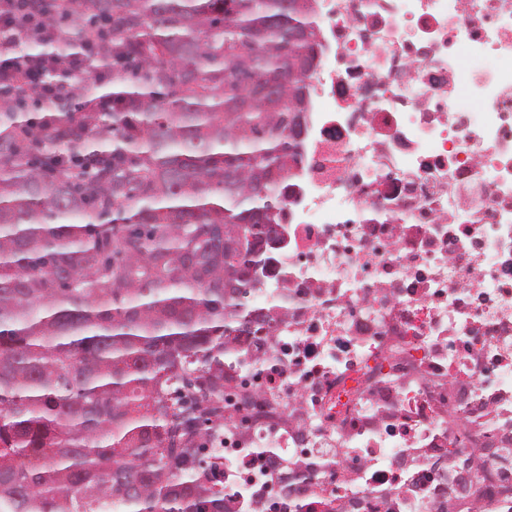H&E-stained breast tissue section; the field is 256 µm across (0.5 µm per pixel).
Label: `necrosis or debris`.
<instances>
[{
    "label": "necrosis or debris",
    "instance_id": "necrosis-or-debris-1",
    "mask_svg": "<svg viewBox=\"0 0 512 512\" xmlns=\"http://www.w3.org/2000/svg\"><path fill=\"white\" fill-rule=\"evenodd\" d=\"M272 261L224 385L229 512H512V0H316ZM463 460L458 464L454 471H448V481L452 489V498L463 495L470 489L474 481L484 483L486 477L479 474L478 469H472V466L466 464Z\"/></svg>",
    "mask_w": 512,
    "mask_h": 512
}]
</instances>
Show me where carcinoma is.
Returning <instances> with one entry per match:
<instances>
[{
    "instance_id": "1",
    "label": "carcinoma",
    "mask_w": 512,
    "mask_h": 512,
    "mask_svg": "<svg viewBox=\"0 0 512 512\" xmlns=\"http://www.w3.org/2000/svg\"><path fill=\"white\" fill-rule=\"evenodd\" d=\"M69 3L112 110L0 99V512H226L195 442L272 319L240 300L300 156L314 0ZM485 480L448 472L454 498Z\"/></svg>"
}]
</instances>
